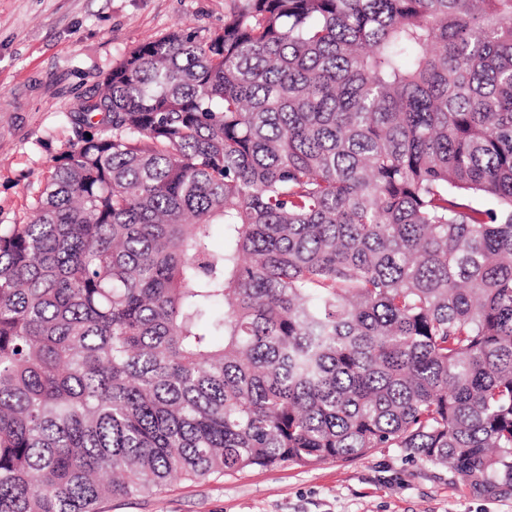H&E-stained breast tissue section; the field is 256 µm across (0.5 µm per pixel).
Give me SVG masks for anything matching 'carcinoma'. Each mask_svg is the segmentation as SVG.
I'll use <instances>...</instances> for the list:
<instances>
[{"label": "carcinoma", "mask_w": 512, "mask_h": 512, "mask_svg": "<svg viewBox=\"0 0 512 512\" xmlns=\"http://www.w3.org/2000/svg\"><path fill=\"white\" fill-rule=\"evenodd\" d=\"M68 119L0 224V512L376 448L512 489V0H238Z\"/></svg>", "instance_id": "cac0c4a2"}]
</instances>
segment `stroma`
Instances as JSON below:
<instances>
[{
	"label": "stroma",
	"mask_w": 512,
	"mask_h": 512,
	"mask_svg": "<svg viewBox=\"0 0 512 512\" xmlns=\"http://www.w3.org/2000/svg\"><path fill=\"white\" fill-rule=\"evenodd\" d=\"M233 0H0V224L33 211L73 139L68 111L139 44L186 27L220 32ZM106 512H512V491L476 490L401 448L353 460L254 468Z\"/></svg>",
	"instance_id": "1"
}]
</instances>
